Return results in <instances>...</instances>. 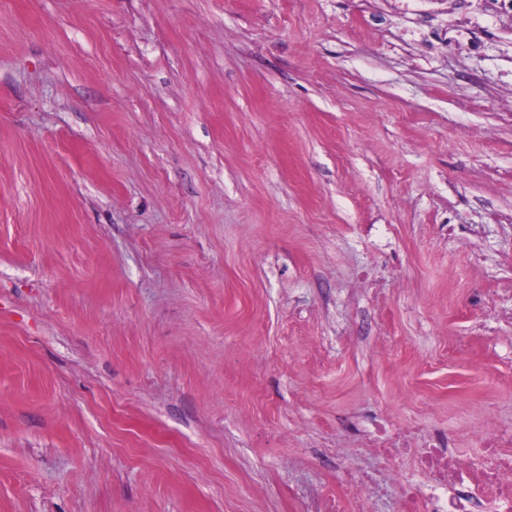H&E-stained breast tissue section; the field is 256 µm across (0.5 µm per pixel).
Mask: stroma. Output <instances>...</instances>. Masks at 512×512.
Returning a JSON list of instances; mask_svg holds the SVG:
<instances>
[{
  "label": "stroma",
  "instance_id": "1",
  "mask_svg": "<svg viewBox=\"0 0 512 512\" xmlns=\"http://www.w3.org/2000/svg\"><path fill=\"white\" fill-rule=\"evenodd\" d=\"M375 414L512 426V0H0V512H302Z\"/></svg>",
  "mask_w": 512,
  "mask_h": 512
}]
</instances>
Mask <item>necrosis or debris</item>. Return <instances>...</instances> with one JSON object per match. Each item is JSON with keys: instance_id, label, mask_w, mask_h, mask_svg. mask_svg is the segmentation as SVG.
Wrapping results in <instances>:
<instances>
[{"instance_id": "necrosis-or-debris-1", "label": "necrosis or debris", "mask_w": 512, "mask_h": 512, "mask_svg": "<svg viewBox=\"0 0 512 512\" xmlns=\"http://www.w3.org/2000/svg\"><path fill=\"white\" fill-rule=\"evenodd\" d=\"M416 430L395 434L389 422L372 428L369 441L394 460L419 454L423 481L400 480L403 512H512V429L482 436V452L462 459L449 452L448 433L417 441Z\"/></svg>"}]
</instances>
